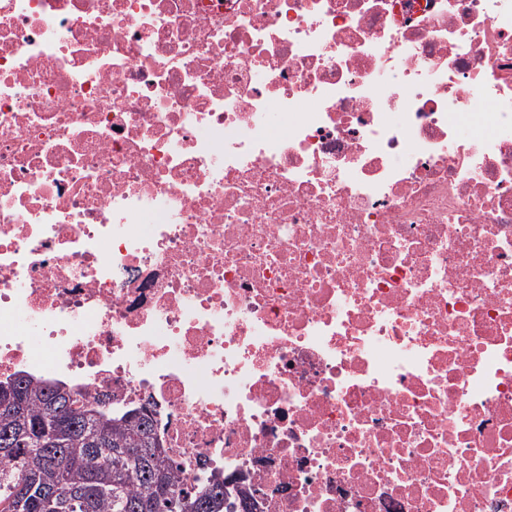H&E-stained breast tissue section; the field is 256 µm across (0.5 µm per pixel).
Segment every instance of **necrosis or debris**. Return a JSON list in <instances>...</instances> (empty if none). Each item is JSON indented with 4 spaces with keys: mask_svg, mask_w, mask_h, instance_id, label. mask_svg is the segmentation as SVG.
Masks as SVG:
<instances>
[{
    "mask_svg": "<svg viewBox=\"0 0 512 512\" xmlns=\"http://www.w3.org/2000/svg\"><path fill=\"white\" fill-rule=\"evenodd\" d=\"M19 374L254 512H512V0H0Z\"/></svg>",
    "mask_w": 512,
    "mask_h": 512,
    "instance_id": "1",
    "label": "necrosis or debris"
}]
</instances>
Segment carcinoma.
<instances>
[{
  "mask_svg": "<svg viewBox=\"0 0 512 512\" xmlns=\"http://www.w3.org/2000/svg\"><path fill=\"white\" fill-rule=\"evenodd\" d=\"M0 512H226L224 481L186 487L145 409L111 405L57 384L16 376L0 399Z\"/></svg>",
  "mask_w": 512,
  "mask_h": 512,
  "instance_id": "carcinoma-1",
  "label": "carcinoma"
}]
</instances>
